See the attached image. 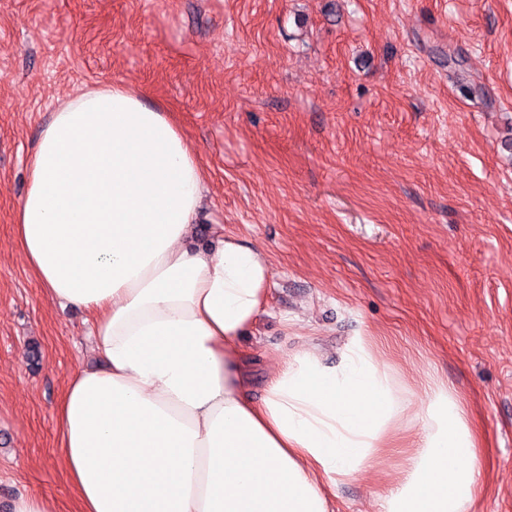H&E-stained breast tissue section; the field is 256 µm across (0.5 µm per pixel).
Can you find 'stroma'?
I'll return each instance as SVG.
<instances>
[{"label": "stroma", "instance_id": "35a3bbf8", "mask_svg": "<svg viewBox=\"0 0 512 512\" xmlns=\"http://www.w3.org/2000/svg\"><path fill=\"white\" fill-rule=\"evenodd\" d=\"M112 82L196 149L195 244L270 260L253 397L287 351L373 338L412 392L458 390L482 437L470 512H512V0H0V512L76 509L55 410L95 362L86 314L47 300L14 216L56 106ZM405 454L338 483L337 512H374ZM11 512H59L56 502L51 499L22 495L12 502Z\"/></svg>", "mask_w": 512, "mask_h": 512}]
</instances>
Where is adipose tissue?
<instances>
[{
  "instance_id": "obj_1",
  "label": "adipose tissue",
  "mask_w": 512,
  "mask_h": 512,
  "mask_svg": "<svg viewBox=\"0 0 512 512\" xmlns=\"http://www.w3.org/2000/svg\"><path fill=\"white\" fill-rule=\"evenodd\" d=\"M205 178L164 108L121 83L67 99L30 157L15 235L47 296L88 311L99 366L56 410L76 512H335L326 493L420 433L379 512H468L479 434L455 389L414 399L363 336L271 365L251 398L242 336L272 271L237 236L192 245Z\"/></svg>"
}]
</instances>
